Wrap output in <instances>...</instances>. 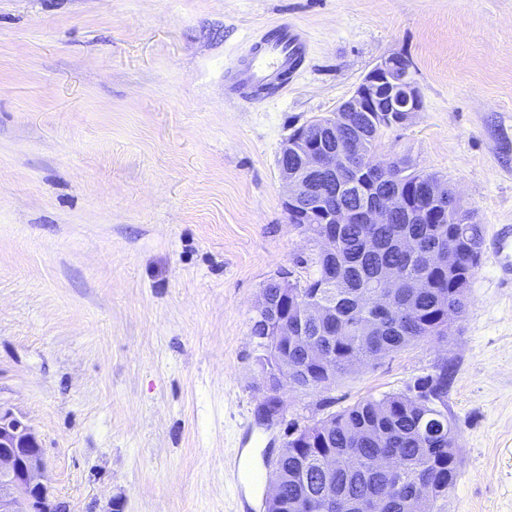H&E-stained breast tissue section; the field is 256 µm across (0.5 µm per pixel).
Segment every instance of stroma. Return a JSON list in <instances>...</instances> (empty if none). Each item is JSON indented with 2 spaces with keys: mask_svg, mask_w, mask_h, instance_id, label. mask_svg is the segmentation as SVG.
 I'll return each instance as SVG.
<instances>
[{
  "mask_svg": "<svg viewBox=\"0 0 512 512\" xmlns=\"http://www.w3.org/2000/svg\"><path fill=\"white\" fill-rule=\"evenodd\" d=\"M284 20L311 39L301 73L226 98L225 67ZM391 53L425 108L379 153L485 230L512 224V0H0V406L68 512H234L235 458L260 468L293 428L445 359L461 465L443 512H512V289L490 254L447 343L283 388L258 417L255 306L323 247L288 222L281 147Z\"/></svg>",
  "mask_w": 512,
  "mask_h": 512,
  "instance_id": "35a3bbf8",
  "label": "stroma"
}]
</instances>
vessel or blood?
<instances>
[{"label": "vessel or blood", "mask_w": 512, "mask_h": 512, "mask_svg": "<svg viewBox=\"0 0 512 512\" xmlns=\"http://www.w3.org/2000/svg\"><path fill=\"white\" fill-rule=\"evenodd\" d=\"M311 45L307 34L284 23L254 41L247 57L224 73V93L232 99L258 102L275 93L302 69ZM492 259L504 288H512V226L493 231Z\"/></svg>", "instance_id": "obj_1"}]
</instances>
